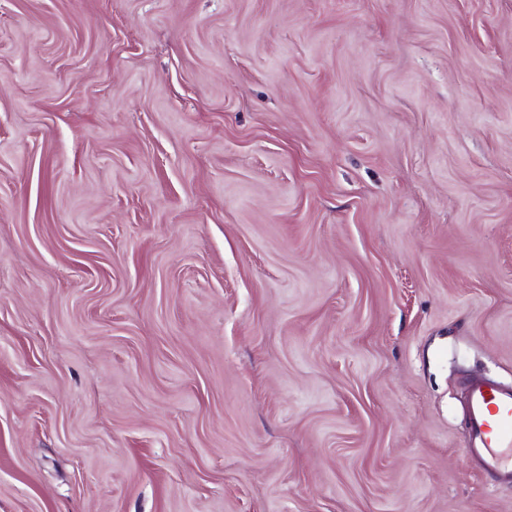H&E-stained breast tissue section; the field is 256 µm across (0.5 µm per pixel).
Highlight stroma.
I'll use <instances>...</instances> for the list:
<instances>
[{"mask_svg":"<svg viewBox=\"0 0 512 512\" xmlns=\"http://www.w3.org/2000/svg\"><path fill=\"white\" fill-rule=\"evenodd\" d=\"M512 0H0V512H512ZM463 395L467 456L487 476L512 482V387L468 377Z\"/></svg>","mask_w":512,"mask_h":512,"instance_id":"stroma-1","label":"stroma"}]
</instances>
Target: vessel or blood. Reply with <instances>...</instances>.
<instances>
[{
    "instance_id": "1",
    "label": "vessel or blood",
    "mask_w": 512,
    "mask_h": 512,
    "mask_svg": "<svg viewBox=\"0 0 512 512\" xmlns=\"http://www.w3.org/2000/svg\"><path fill=\"white\" fill-rule=\"evenodd\" d=\"M466 454L487 476L512 482V387L487 377L464 383Z\"/></svg>"
}]
</instances>
